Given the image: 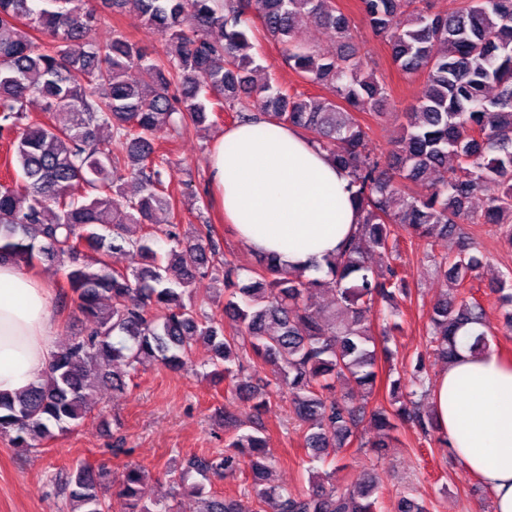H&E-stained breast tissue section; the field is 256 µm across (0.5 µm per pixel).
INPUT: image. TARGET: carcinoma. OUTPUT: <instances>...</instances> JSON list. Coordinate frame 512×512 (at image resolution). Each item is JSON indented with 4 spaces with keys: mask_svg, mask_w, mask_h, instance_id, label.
Returning a JSON list of instances; mask_svg holds the SVG:
<instances>
[{
    "mask_svg": "<svg viewBox=\"0 0 512 512\" xmlns=\"http://www.w3.org/2000/svg\"><path fill=\"white\" fill-rule=\"evenodd\" d=\"M118 11L132 3L166 41L155 59L121 33L101 42L95 0H0V139L10 145V185H0V261L57 266L85 329L57 352L42 377L18 394L0 393V434L38 449L56 433L79 426L94 410L93 392H123L122 364L145 362L172 371L191 367L194 345L212 353L210 375L248 403L258 418L272 399L288 394L312 461L325 462L351 443L364 420L378 429L360 441L381 457L397 437L396 421L423 436L436 432L424 398L430 385L423 358L414 366L405 400L390 408L351 404L348 389L378 379L372 325L375 307L389 304L384 320L400 316L397 296H408L398 271L400 238L457 235L453 256H428L443 281L457 287L474 280L484 254L464 224H494L512 241V0H463L456 11H433L432 0H361L363 17L384 38L393 62L406 75L424 77L425 89L385 162L367 149L369 127L357 113L387 119L385 84L352 41V22L335 0H103ZM307 17L334 32L336 48L317 51L299 34ZM263 37L280 46L284 61L304 80L332 97L290 91L267 76L251 53L252 19ZM84 49L76 51L70 43ZM140 70L147 82H136ZM38 97L50 121L32 124L27 103ZM225 112L235 124L264 119L301 129L351 177L362 220L357 234L326 260L325 275L309 278L275 257H259L250 282L232 289L223 318L205 311L195 282L229 265L208 221L182 232L178 210L164 190L170 161L154 146L160 132L177 133L208 115ZM105 126L126 143V156L100 146ZM430 176L426 196L409 184ZM83 183L79 199L70 190ZM500 192L478 212L472 200L486 184ZM164 210L168 223L154 224ZM140 228L136 235L132 228ZM131 256L116 270L108 257ZM335 292L331 307L317 309V290ZM512 305V276L491 285ZM485 326L484 309L471 299L438 297L429 312L427 347L444 362L457 355L456 337ZM272 367V379L240 380ZM275 464L261 427L228 437L224 451L192 457L169 470L173 489L197 496L199 512H377L376 486L364 474L345 486L328 484L308 469L305 493L266 483ZM248 472L241 495L256 507L213 494L206 481ZM105 468L79 463L61 473L60 490L70 512H174L148 492V472L127 467L116 502L103 497ZM397 512H427L423 501L400 496Z\"/></svg>",
    "mask_w": 512,
    "mask_h": 512,
    "instance_id": "obj_1",
    "label": "carcinoma"
}]
</instances>
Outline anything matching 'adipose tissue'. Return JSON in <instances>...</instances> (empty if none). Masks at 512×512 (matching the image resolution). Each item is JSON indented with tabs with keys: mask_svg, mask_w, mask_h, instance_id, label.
Here are the masks:
<instances>
[{
	"mask_svg": "<svg viewBox=\"0 0 512 512\" xmlns=\"http://www.w3.org/2000/svg\"><path fill=\"white\" fill-rule=\"evenodd\" d=\"M224 219L259 255L311 266L336 255L361 216L347 174L299 129L267 121L225 130L209 155ZM49 291L0 262V393L28 388L55 352ZM459 353L436 377L433 414L455 457L486 487L493 512H512V362L495 348Z\"/></svg>",
	"mask_w": 512,
	"mask_h": 512,
	"instance_id": "1",
	"label": "adipose tissue"
}]
</instances>
